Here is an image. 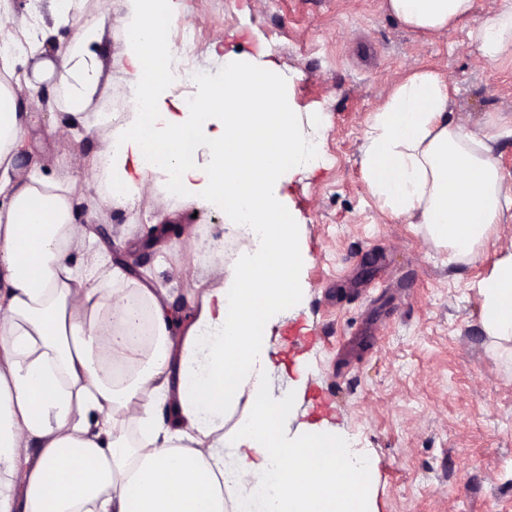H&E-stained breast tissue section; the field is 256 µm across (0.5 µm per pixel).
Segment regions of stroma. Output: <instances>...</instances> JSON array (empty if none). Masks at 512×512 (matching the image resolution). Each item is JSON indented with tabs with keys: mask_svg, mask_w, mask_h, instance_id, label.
Masks as SVG:
<instances>
[{
	"mask_svg": "<svg viewBox=\"0 0 512 512\" xmlns=\"http://www.w3.org/2000/svg\"><path fill=\"white\" fill-rule=\"evenodd\" d=\"M175 2L174 29H192L197 42L173 67L191 62L211 83L240 53L274 65L305 135L325 153L323 164L284 175L281 189L309 257L301 305L269 329L272 394L291 391L299 370L309 376L288 433L318 426L347 436L374 464L373 512H512V342L482 331L477 292L512 241V219L478 261L459 262L422 225L391 218L367 193L361 165L374 112L416 69L448 80L454 115L474 125L512 120V55L488 62L468 36L495 0H479L475 19L442 37L401 26L383 0ZM31 113L20 171L35 163L61 176L62 156L96 151L102 129L77 138L63 110ZM74 176L78 221L113 264L136 253L143 278L183 304L194 285L223 281L206 249L223 240L222 209L172 193L160 176L127 205L99 195L88 168ZM159 223L194 229L196 246L169 259Z\"/></svg>",
	"mask_w": 512,
	"mask_h": 512,
	"instance_id": "35a3bbf8",
	"label": "stroma"
}]
</instances>
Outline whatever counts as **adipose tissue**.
Wrapping results in <instances>:
<instances>
[{"instance_id": "obj_1", "label": "adipose tissue", "mask_w": 512, "mask_h": 512, "mask_svg": "<svg viewBox=\"0 0 512 512\" xmlns=\"http://www.w3.org/2000/svg\"><path fill=\"white\" fill-rule=\"evenodd\" d=\"M73 36L46 49L39 4L18 16L0 0V512H370L372 467L335 431L283 432L292 395L269 391L270 325L304 297L307 256L277 183L311 159L312 142L274 66L227 60L196 111L164 109L175 54L159 11L174 0H48ZM404 27L448 32L476 0H385ZM125 33L118 62L132 78L109 93L130 118L101 138L91 169L111 199L134 200L164 175L170 191L245 209L260 233L213 288L194 287L189 321L166 289L130 279L76 218V181L20 172L28 105L56 80L53 104L83 117L98 93L96 47L107 22ZM490 62L512 53V0L471 32ZM34 59L32 69L21 60ZM450 88L416 70L378 109L362 170L368 191L398 219L472 262L512 211L495 127L450 117ZM220 131L208 135L212 123ZM209 155L182 163L186 139ZM135 162L129 175L127 162ZM83 252L72 262L73 252ZM486 335L512 340V250L479 281Z\"/></svg>"}]
</instances>
